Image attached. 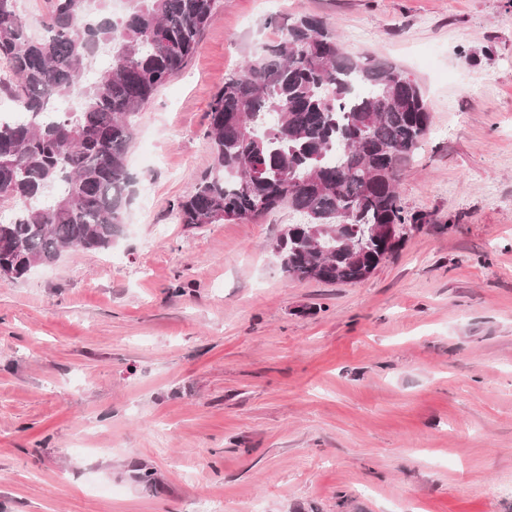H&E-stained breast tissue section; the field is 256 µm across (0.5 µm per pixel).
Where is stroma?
Instances as JSON below:
<instances>
[{"instance_id":"1","label":"stroma","mask_w":512,"mask_h":512,"mask_svg":"<svg viewBox=\"0 0 512 512\" xmlns=\"http://www.w3.org/2000/svg\"><path fill=\"white\" fill-rule=\"evenodd\" d=\"M420 84L400 249L288 278L299 217L179 223L209 105L294 19ZM111 247L0 279V512H512V0H220L137 118Z\"/></svg>"}]
</instances>
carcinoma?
<instances>
[{
  "label": "carcinoma",
  "mask_w": 512,
  "mask_h": 512,
  "mask_svg": "<svg viewBox=\"0 0 512 512\" xmlns=\"http://www.w3.org/2000/svg\"><path fill=\"white\" fill-rule=\"evenodd\" d=\"M48 0L42 35L15 0H0V91L22 115L0 119V272L105 249L124 221L136 120L193 55L218 0ZM78 101L74 112L57 102ZM213 164L177 205L183 224H217L283 205L275 250L291 278L356 283L399 248L375 229L416 224L398 186L430 113L417 81L371 56L351 57L326 24L302 17L276 45L224 78L208 111ZM326 227L313 242L308 225Z\"/></svg>",
  "instance_id": "carcinoma-1"
}]
</instances>
